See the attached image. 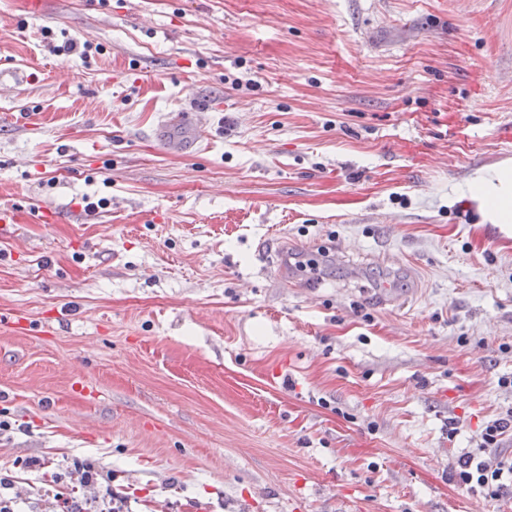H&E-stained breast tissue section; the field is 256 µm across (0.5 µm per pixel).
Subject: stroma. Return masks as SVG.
<instances>
[{"label": "stroma", "instance_id": "stroma-1", "mask_svg": "<svg viewBox=\"0 0 512 512\" xmlns=\"http://www.w3.org/2000/svg\"><path fill=\"white\" fill-rule=\"evenodd\" d=\"M31 3L0 0L33 75L0 97V507L109 512L82 459L124 512H512L448 479L512 408V226L466 193L512 166V0ZM189 89L196 157L156 135ZM75 469L80 472L81 482L85 486H93L98 489V493L103 499L114 501L112 509L109 512H120L119 508L114 507L117 496L112 492V487L109 484H104L98 480L101 476V469L94 463L85 462L77 463Z\"/></svg>", "mask_w": 512, "mask_h": 512}]
</instances>
